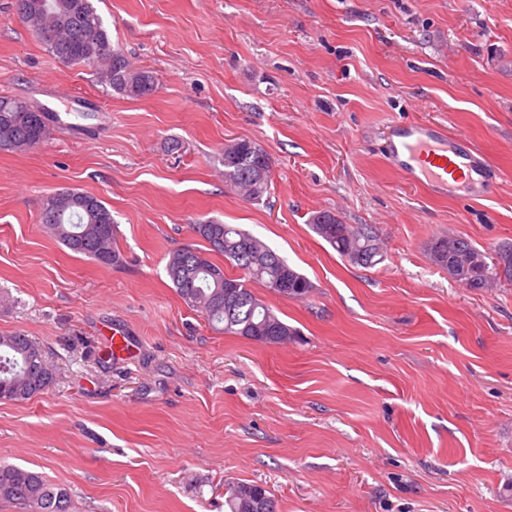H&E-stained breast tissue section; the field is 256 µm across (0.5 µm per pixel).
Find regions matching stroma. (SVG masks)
<instances>
[{"mask_svg": "<svg viewBox=\"0 0 512 512\" xmlns=\"http://www.w3.org/2000/svg\"><path fill=\"white\" fill-rule=\"evenodd\" d=\"M113 45L154 71L119 96L46 52L0 0V96L59 122L0 150V334L56 368L0 400V460L67 489L69 512H227L261 483L276 512H512V284L474 290L431 241L512 243V0H94ZM468 138L494 177L436 198L388 167L387 119ZM261 145L262 201L224 184L226 140ZM77 189L117 224L120 264L53 240L43 198ZM369 224L379 264L309 226ZM248 230L313 283L253 291L299 332L261 344L213 329L167 277L189 226ZM121 331L132 345L112 350ZM453 236L448 235V252H442L438 250L437 240L440 238L434 239L430 244V257L432 262L438 266H446L447 268H440L448 273V278L456 281L459 277V268L454 260L453 253L455 251L456 244L452 240ZM262 485L257 483H236L228 486L225 504L228 512H254L257 503L262 502V512H276L275 499L264 488L265 498L260 489ZM261 499V500H260Z\"/></svg>", "mask_w": 512, "mask_h": 512, "instance_id": "35a3bbf8", "label": "stroma"}]
</instances>
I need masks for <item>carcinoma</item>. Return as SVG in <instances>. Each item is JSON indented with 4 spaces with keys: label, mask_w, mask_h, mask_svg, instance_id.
Returning a JSON list of instances; mask_svg holds the SVG:
<instances>
[{
    "label": "carcinoma",
    "mask_w": 512,
    "mask_h": 512,
    "mask_svg": "<svg viewBox=\"0 0 512 512\" xmlns=\"http://www.w3.org/2000/svg\"><path fill=\"white\" fill-rule=\"evenodd\" d=\"M21 23L38 38L45 50L66 66H84L95 71L112 91L129 99H139L157 86L153 71L133 68L126 56L112 45V39L92 0H12ZM49 112H30L26 102L0 96V150L26 152L49 134ZM267 152L248 139L234 148L224 147L220 161L224 183L247 202H258L270 191L271 173L257 182L253 172ZM58 205L43 202L40 220L46 232L76 254L89 257L102 266L120 262L115 224L111 210L94 195L76 189L51 194ZM313 232L350 264L371 267L378 263L371 244L377 234L367 224H345L335 213L319 211L310 221ZM192 234L203 240L206 252L184 248L169 255L166 273L179 297L209 325L259 343L281 344L295 336L276 311L250 287H239L244 280L257 281L271 292L289 299L307 297L313 283L264 241L231 224L218 220L197 221ZM461 253L470 267L462 280L469 288H481L475 269L490 261L492 254L477 248L470 240L458 238ZM242 270L243 277L230 278L224 267L210 256ZM54 365L33 338L21 333L0 335V400L25 401L48 387L54 378ZM0 501L14 505L19 512H69L65 489L49 483L37 471L12 464H0ZM264 512H276L275 499L262 492L257 483L228 486L225 504L228 512H254L257 503Z\"/></svg>",
    "instance_id": "1"
}]
</instances>
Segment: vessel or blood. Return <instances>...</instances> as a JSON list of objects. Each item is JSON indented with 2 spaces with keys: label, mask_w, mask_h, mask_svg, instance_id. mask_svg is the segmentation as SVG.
<instances>
[{
  "label": "vessel or blood",
  "mask_w": 512,
  "mask_h": 512,
  "mask_svg": "<svg viewBox=\"0 0 512 512\" xmlns=\"http://www.w3.org/2000/svg\"><path fill=\"white\" fill-rule=\"evenodd\" d=\"M385 128V156L390 165L432 193L447 192L463 173H484L478 153L467 150L463 138H449L446 126L422 121L403 125L391 120Z\"/></svg>",
  "instance_id": "obj_1"
}]
</instances>
